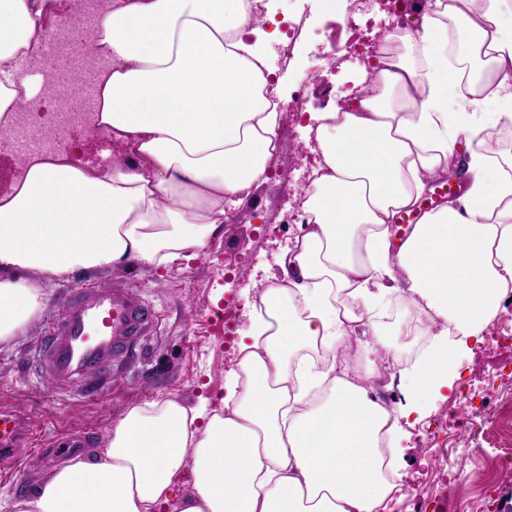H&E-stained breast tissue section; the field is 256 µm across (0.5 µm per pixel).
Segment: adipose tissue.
<instances>
[{
  "instance_id": "1",
  "label": "adipose tissue",
  "mask_w": 512,
  "mask_h": 512,
  "mask_svg": "<svg viewBox=\"0 0 512 512\" xmlns=\"http://www.w3.org/2000/svg\"><path fill=\"white\" fill-rule=\"evenodd\" d=\"M467 0H435L405 54L374 69L377 94L350 112L313 114L330 173L314 182V222L281 258L280 277L254 304L240 342V378L227 417L175 400L131 408L107 448L58 468L15 512H389L392 484L380 444L400 448L398 418L346 363L294 362L289 346L338 351L353 325L366 352L398 360L374 332L388 296L427 303L441 329L416 360L409 400L453 382L448 357L496 317L512 291V173L494 151L470 156V188L424 214L399 249L388 222L444 172L460 131H485V105L512 122V31L503 0L475 17ZM59 0H0V131L18 104L35 111L23 63ZM468 33L457 61L469 71L456 111L448 100V21ZM268 21L239 0H106L93 44L111 61L96 78L89 123L123 141L131 162L83 169L62 156L28 159L0 193V343L39 310L44 285L137 261L191 258L224 228L227 207L266 181L279 114L264 96ZM419 99L406 96L408 86ZM332 391L312 405L324 381ZM190 468L192 490L172 482Z\"/></svg>"
}]
</instances>
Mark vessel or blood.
Masks as SVG:
<instances>
[{"label":"vessel or blood","mask_w":512,"mask_h":512,"mask_svg":"<svg viewBox=\"0 0 512 512\" xmlns=\"http://www.w3.org/2000/svg\"><path fill=\"white\" fill-rule=\"evenodd\" d=\"M153 323L151 310L131 288H81L64 296L46 324L33 366L55 396L108 388L112 367L130 356ZM34 430L25 416L0 407V468L32 453Z\"/></svg>","instance_id":"obj_1"}]
</instances>
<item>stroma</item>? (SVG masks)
Returning <instances> with one entry per match:
<instances>
[{
	"label": "stroma",
	"mask_w": 512,
	"mask_h": 512,
	"mask_svg": "<svg viewBox=\"0 0 512 512\" xmlns=\"http://www.w3.org/2000/svg\"><path fill=\"white\" fill-rule=\"evenodd\" d=\"M272 12L278 23L274 36L264 44L268 67L280 76L278 94L290 100L302 78H310L307 109L328 112L339 101L354 98L364 87L366 56L347 51L355 39H366L387 29L392 19L375 12L367 20L348 24L341 0H273ZM336 33V47L343 60L336 70H328L317 58L328 31ZM290 47L291 61L280 66L282 47ZM302 118L290 129L293 150L280 164L268 170L267 180L254 187L246 201L231 208L224 232L192 259H180L160 267L132 261L91 276L74 277L52 283L45 289L40 313L9 344H0V397L29 406L36 385L31 354L46 321L54 314L63 296L73 288L104 287L118 282L139 290L156 312L154 328L144 337L131 357L112 368V393L102 399L72 396L62 400L44 396L31 419L45 440L59 432L84 440V454L92 456L107 446L110 432L126 413L148 402L174 399L185 405L208 403L223 411L229 377L236 369L238 344L249 325V314L260 285L280 271L278 259L294 242L297 227L283 223L292 210L301 186L315 164L318 147L309 130L311 120ZM55 147L69 156L92 163L94 157L111 154L126 160L128 152L120 141L100 135L90 137L83 127L71 128ZM234 303L237 318L233 336H225L224 305ZM460 381L454 387L427 391L424 417L401 422V452L397 459L400 484H408L423 474L449 468L447 457H432L417 440L438 429V418L447 410L455 393L468 391L472 400L463 404L464 416L481 411L482 396L498 388L504 374L512 372V351L497 350L486 343L473 345L462 360ZM59 452L32 457L21 468V478L0 477V503L33 495L41 481L69 462Z\"/></svg>",
	"instance_id": "obj_1"
}]
</instances>
